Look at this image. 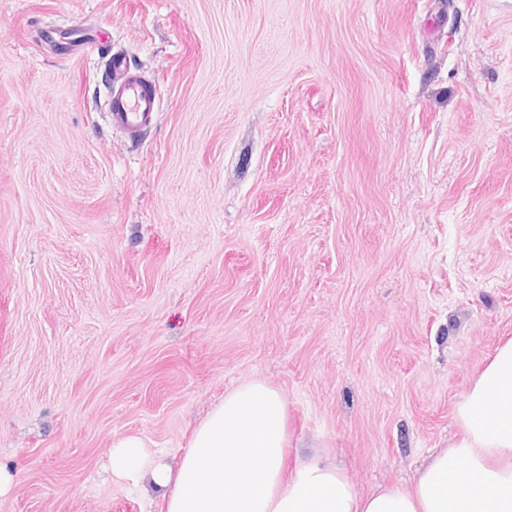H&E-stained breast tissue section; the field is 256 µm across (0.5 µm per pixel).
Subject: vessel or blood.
Wrapping results in <instances>:
<instances>
[{"instance_id":"obj_1","label":"vessel or blood","mask_w":512,"mask_h":512,"mask_svg":"<svg viewBox=\"0 0 512 512\" xmlns=\"http://www.w3.org/2000/svg\"><path fill=\"white\" fill-rule=\"evenodd\" d=\"M116 77L110 91V114L114 127L128 136L140 137L153 123L158 103L155 85L140 72L115 58Z\"/></svg>"}]
</instances>
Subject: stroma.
Masks as SVG:
<instances>
[{
  "instance_id": "obj_1",
  "label": "stroma",
  "mask_w": 512,
  "mask_h": 512,
  "mask_svg": "<svg viewBox=\"0 0 512 512\" xmlns=\"http://www.w3.org/2000/svg\"><path fill=\"white\" fill-rule=\"evenodd\" d=\"M74 23L109 45L59 58ZM509 339L512 0H0V512H164L113 443L176 465L255 378L410 488ZM110 91L112 126L131 138L140 137L153 123L158 103L156 86L140 72L126 67L124 59L115 56Z\"/></svg>"
}]
</instances>
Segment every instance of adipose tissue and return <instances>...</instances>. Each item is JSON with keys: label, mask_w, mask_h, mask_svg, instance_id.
<instances>
[{"label": "adipose tissue", "mask_w": 512, "mask_h": 512, "mask_svg": "<svg viewBox=\"0 0 512 512\" xmlns=\"http://www.w3.org/2000/svg\"><path fill=\"white\" fill-rule=\"evenodd\" d=\"M460 440L440 449L412 487L359 495L329 458L298 459L286 472V401L255 379L238 385L195 429L178 470L140 438L120 440L111 469L149 472L166 512H512V340L499 346L458 404ZM473 480L460 486V473Z\"/></svg>", "instance_id": "ef3b65f1"}]
</instances>
